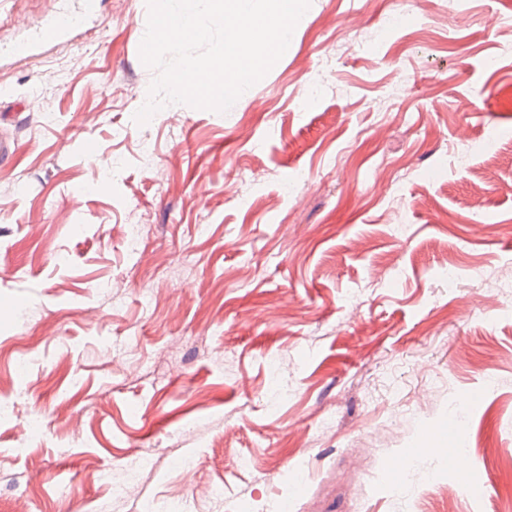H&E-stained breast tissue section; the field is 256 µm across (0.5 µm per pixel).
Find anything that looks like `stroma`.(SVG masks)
<instances>
[{"label":"stroma","instance_id":"obj_1","mask_svg":"<svg viewBox=\"0 0 512 512\" xmlns=\"http://www.w3.org/2000/svg\"><path fill=\"white\" fill-rule=\"evenodd\" d=\"M60 6L0 0V113L16 115L0 137L18 145L0 164V512H90L108 501L95 470L122 477L134 453L146 465L110 512H165L221 479L222 512H444L452 447L480 488L457 512H501L512 0H312L229 111L179 105L176 126L133 120L154 77L146 0H101L78 36L7 57ZM137 219L132 256L119 230Z\"/></svg>","mask_w":512,"mask_h":512}]
</instances>
